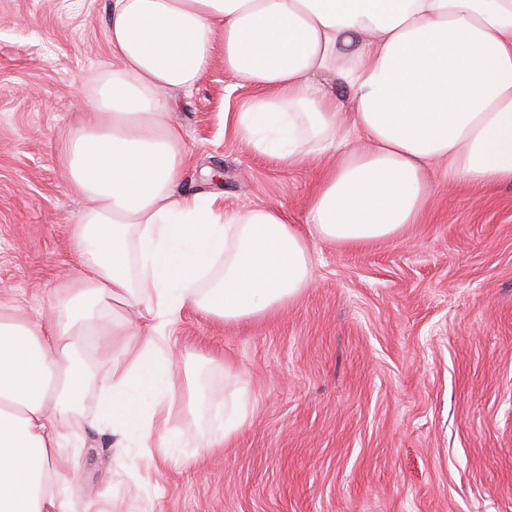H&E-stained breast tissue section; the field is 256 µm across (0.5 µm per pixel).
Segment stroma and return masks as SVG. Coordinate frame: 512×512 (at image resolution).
I'll list each match as a JSON object with an SVG mask.
<instances>
[{
	"label": "stroma",
	"mask_w": 512,
	"mask_h": 512,
	"mask_svg": "<svg viewBox=\"0 0 512 512\" xmlns=\"http://www.w3.org/2000/svg\"><path fill=\"white\" fill-rule=\"evenodd\" d=\"M111 0H0V301L28 317L77 268L81 204L61 164L94 76L111 61ZM215 53L171 93L190 164L179 189L220 209L276 207L304 226L318 184L224 129L254 97ZM418 223L360 246L313 239V284L268 314L227 323L188 305L166 349L170 430L224 447L171 449L91 428L127 367L95 349L82 406L58 427V469L79 472L71 512H512V184L431 172ZM246 419V412L239 406H233L228 414L227 420L224 422V437L221 438L219 444H204L200 440L194 439L192 441L193 448H196L194 453H199L198 448H221V444L230 439L233 433L243 424Z\"/></svg>",
	"instance_id": "stroma-1"
}]
</instances>
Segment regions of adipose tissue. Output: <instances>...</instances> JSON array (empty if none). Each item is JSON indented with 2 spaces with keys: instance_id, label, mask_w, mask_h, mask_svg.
Masks as SVG:
<instances>
[{
  "instance_id": "obj_1",
  "label": "adipose tissue",
  "mask_w": 512,
  "mask_h": 512,
  "mask_svg": "<svg viewBox=\"0 0 512 512\" xmlns=\"http://www.w3.org/2000/svg\"><path fill=\"white\" fill-rule=\"evenodd\" d=\"M107 38L112 66L63 160L87 202L70 229L78 272L38 320L0 308V512H68L56 434L92 378L84 337L109 359L128 313L146 319L94 423L177 447L162 343L185 304L229 322L295 300L313 277L307 236H398L429 200V168L512 183V0H112ZM219 48L257 90L231 115L235 137L291 167L336 155L307 231L280 209L220 212L177 189L189 158L168 93Z\"/></svg>"
}]
</instances>
